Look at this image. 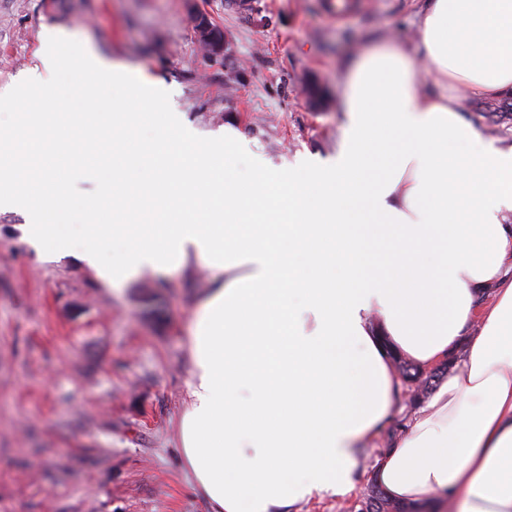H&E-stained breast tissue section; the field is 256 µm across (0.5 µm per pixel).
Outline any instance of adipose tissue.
<instances>
[{
	"label": "adipose tissue",
	"instance_id": "obj_1",
	"mask_svg": "<svg viewBox=\"0 0 512 512\" xmlns=\"http://www.w3.org/2000/svg\"><path fill=\"white\" fill-rule=\"evenodd\" d=\"M41 54L75 81L62 100L40 84L0 129V207L26 214L39 252L74 254L111 288L208 270L177 428L212 512L353 489L394 406L390 352L434 364L471 322L467 357L373 478L427 512L441 493L457 512H512V146L460 115L466 96L512 98V0H426L413 45L376 42L347 65L335 157H259L243 176L232 129L195 137L162 99H118L119 67L65 32ZM86 175L98 193L71 195Z\"/></svg>",
	"mask_w": 512,
	"mask_h": 512
}]
</instances>
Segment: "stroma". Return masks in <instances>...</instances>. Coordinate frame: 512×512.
<instances>
[{"label": "stroma", "instance_id": "35a3bbf8", "mask_svg": "<svg viewBox=\"0 0 512 512\" xmlns=\"http://www.w3.org/2000/svg\"><path fill=\"white\" fill-rule=\"evenodd\" d=\"M353 2L340 17L330 0H0V125L16 121L32 75L61 80L39 53L56 28L125 65L126 93L163 95L198 135L235 128L242 157L327 160L345 122L347 59L383 38L410 42L425 0ZM199 11L223 33L220 56L200 49ZM462 117L512 145L511 102L468 100ZM25 221L0 211V512H211L191 490L176 431L191 370L185 328L205 273L106 288L75 257L38 255ZM415 400L401 386L348 494L288 512H349Z\"/></svg>", "mask_w": 512, "mask_h": 512}]
</instances>
